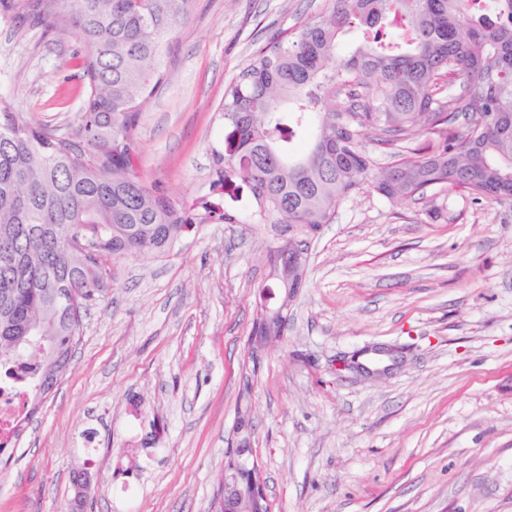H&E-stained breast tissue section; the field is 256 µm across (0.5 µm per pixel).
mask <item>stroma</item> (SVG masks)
Segmentation results:
<instances>
[{
  "label": "stroma",
  "instance_id": "35a3bbf8",
  "mask_svg": "<svg viewBox=\"0 0 512 512\" xmlns=\"http://www.w3.org/2000/svg\"><path fill=\"white\" fill-rule=\"evenodd\" d=\"M321 4L195 0L136 168L230 220L164 255L107 258L68 370L0 462V512H71L83 469L84 512H214L278 238L243 182L213 186L224 91ZM74 48L0 15V94L22 120L67 129L87 90ZM306 281L248 383L270 512H512V202L437 186L421 205L365 182L311 240ZM375 344L405 347L403 367L336 371Z\"/></svg>",
  "mask_w": 512,
  "mask_h": 512
}]
</instances>
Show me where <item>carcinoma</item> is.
I'll return each instance as SVG.
<instances>
[{
	"instance_id": "1",
	"label": "carcinoma",
	"mask_w": 512,
	"mask_h": 512,
	"mask_svg": "<svg viewBox=\"0 0 512 512\" xmlns=\"http://www.w3.org/2000/svg\"><path fill=\"white\" fill-rule=\"evenodd\" d=\"M194 0H0L17 27L77 40L88 90L64 133L18 119L0 96V388L20 389L37 410L67 370L84 315L103 297L104 257L169 251L211 221L135 167L137 129L163 89L166 59ZM324 0L295 32L260 49L225 91L232 150L215 184H246L272 223H332L362 189L369 134L395 160L374 188L420 201L435 186L476 203L512 201V0ZM363 39L340 56L345 29ZM433 136L436 147L399 158Z\"/></svg>"
}]
</instances>
